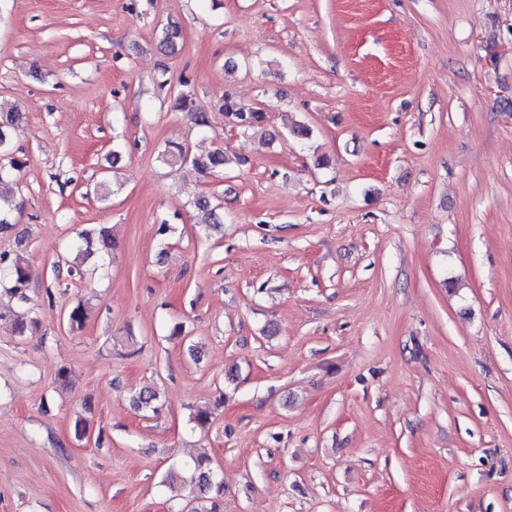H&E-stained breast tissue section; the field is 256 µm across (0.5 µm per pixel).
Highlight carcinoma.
<instances>
[{"label": "carcinoma", "mask_w": 512, "mask_h": 512, "mask_svg": "<svg viewBox=\"0 0 512 512\" xmlns=\"http://www.w3.org/2000/svg\"><path fill=\"white\" fill-rule=\"evenodd\" d=\"M181 38V28L175 23H168L161 28L159 48L165 54L175 51L178 40ZM185 90L175 97L174 108L180 112H187L193 116L199 127L210 126L209 113L198 108L195 93L188 89V82H183ZM218 111L232 120L233 126L241 129L255 128L264 124L266 116L261 109L238 101L233 95L226 92L219 100ZM20 113L13 108L8 112L0 113V233H7L13 229L12 213L21 207L22 202L17 197L4 201V190L12 189L16 175L25 166V162L16 155L11 144V132L18 127ZM160 161L170 167H178L196 174H212L224 171L230 159L224 151L218 149L205 156L191 155L183 145L170 141L158 152ZM194 207L206 212L212 226L218 227L224 223L223 206L212 204L210 198L203 196L194 202ZM70 247L79 253L91 256H102L111 253L113 241L108 227L96 224L84 228L72 238ZM31 281V267L27 258L21 253L13 255L0 254V286L14 296L18 301H29L27 294ZM87 313L83 304L71 307L67 313V324L70 330L83 328ZM159 395L151 390L141 391L132 396V402L137 410L158 413ZM168 480L177 482L184 499L194 501L191 512H223L221 496L224 486L218 480V473L212 466L211 457L201 453L192 458V462L182 468L181 473L172 472Z\"/></svg>", "instance_id": "carcinoma-1"}]
</instances>
